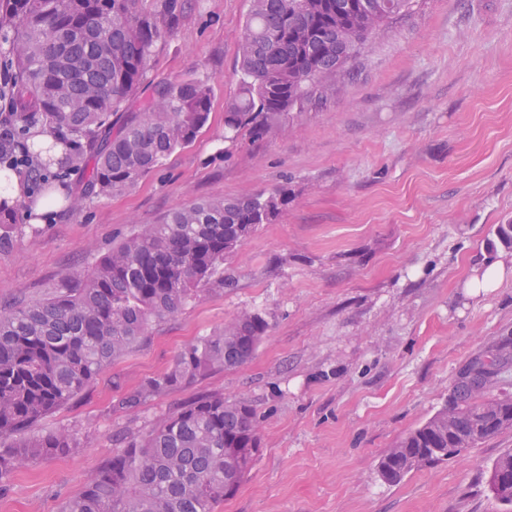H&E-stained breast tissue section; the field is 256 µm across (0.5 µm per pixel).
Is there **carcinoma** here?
<instances>
[{
  "mask_svg": "<svg viewBox=\"0 0 512 512\" xmlns=\"http://www.w3.org/2000/svg\"><path fill=\"white\" fill-rule=\"evenodd\" d=\"M238 55V91L224 109L229 139L255 143L334 92L332 75L367 49L370 35L412 0H250ZM184 10L160 0H0V170L43 173L57 144L62 168L86 176L85 195L134 188L207 124L212 100L203 80L152 84L137 112L129 102L147 80L150 57ZM41 126L51 139L36 143ZM286 204L281 189L200 200L139 226L86 274L54 296L0 307V494L18 468L66 456L80 442L68 431L30 435L103 370L126 355L150 322L177 314L201 287L224 280V260ZM269 324L244 313L218 334L181 349L167 370L125 392L123 406L192 383L210 370L247 364ZM512 428V335L494 336L457 370L442 407L378 461L380 479L400 483ZM242 465L233 466L228 450ZM260 454L256 413L211 393L125 438L61 512H215ZM493 499L512 512V449L488 470Z\"/></svg>",
  "mask_w": 512,
  "mask_h": 512,
  "instance_id": "obj_1",
  "label": "carcinoma"
}]
</instances>
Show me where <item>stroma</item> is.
<instances>
[{
  "label": "stroma",
  "mask_w": 512,
  "mask_h": 512,
  "mask_svg": "<svg viewBox=\"0 0 512 512\" xmlns=\"http://www.w3.org/2000/svg\"><path fill=\"white\" fill-rule=\"evenodd\" d=\"M382 26L326 98L259 143H224V105L250 0H185L148 64L153 82L200 79L209 120L188 147L129 192L68 200L0 244V305L52 296L134 228L200 199L281 188L288 200L224 263L225 284L150 323L133 350L80 398L33 426L66 429L73 454L15 472L0 512H61L120 438L142 435L186 401L219 392L257 412L261 452L216 512H501L485 483L512 429L454 459L383 483L380 456L444 403L459 366L512 332V276L472 295L512 221V0H413ZM260 313L252 360L122 408V393L168 369L195 337Z\"/></svg>",
  "instance_id": "1"
}]
</instances>
